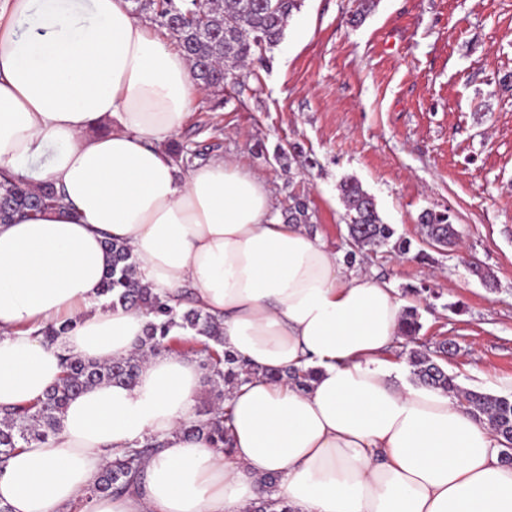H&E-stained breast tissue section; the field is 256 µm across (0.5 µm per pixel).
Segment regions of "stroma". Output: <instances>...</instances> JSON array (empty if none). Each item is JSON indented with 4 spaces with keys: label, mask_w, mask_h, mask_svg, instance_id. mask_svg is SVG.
I'll use <instances>...</instances> for the list:
<instances>
[{
    "label": "stroma",
    "mask_w": 512,
    "mask_h": 512,
    "mask_svg": "<svg viewBox=\"0 0 512 512\" xmlns=\"http://www.w3.org/2000/svg\"><path fill=\"white\" fill-rule=\"evenodd\" d=\"M358 4L302 0L264 61L199 89L176 140L257 172L275 213L307 195L314 237L340 257L345 178L416 250L420 213L450 210L456 247L425 261L382 249L357 266L418 309L416 344H454L444 366L462 388L510 395L512 0H372L354 24Z\"/></svg>",
    "instance_id": "obj_1"
}]
</instances>
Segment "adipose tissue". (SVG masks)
<instances>
[{"label": "adipose tissue", "instance_id": "ef3b65f1", "mask_svg": "<svg viewBox=\"0 0 512 512\" xmlns=\"http://www.w3.org/2000/svg\"><path fill=\"white\" fill-rule=\"evenodd\" d=\"M196 89L127 0H0V170L61 195L0 224V410L42 400L63 355L134 352L147 316L105 307L108 238L171 300L191 289L223 318L225 351L260 370L228 390L225 452L181 431L205 385L191 357L161 349L133 386L87 387L57 435L0 468V512H71L112 453L147 437L163 447L143 486L85 512H248L269 496L292 512H512L500 437L457 397L394 381L391 284L277 221L257 175L165 153ZM67 322L62 345L43 342ZM297 368L313 372L306 389L266 377Z\"/></svg>", "mask_w": 512, "mask_h": 512}]
</instances>
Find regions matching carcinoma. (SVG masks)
I'll return each mask as SVG.
<instances>
[{
    "mask_svg": "<svg viewBox=\"0 0 512 512\" xmlns=\"http://www.w3.org/2000/svg\"><path fill=\"white\" fill-rule=\"evenodd\" d=\"M131 10L166 29L175 38L193 69L197 83L205 88H221L229 67L262 57L276 46L284 35L293 11L301 0H128ZM346 209L347 239L361 252L392 248L401 254L411 251V241L396 235L392 225L380 218L373 197L361 184L345 179L339 186ZM59 196L50 185L31 187L13 176L0 174V223L32 210L50 208ZM285 224H308L311 213L307 199L291 197L282 218ZM428 245L446 249L456 244L458 230L449 211L426 210L419 218ZM109 262L103 274L102 293L107 305L115 308L138 307L151 317L138 348L126 358L108 362L63 358V375L39 403L7 410L0 414V462L16 448L32 442L45 443L60 429L65 408L72 397L84 388L102 383L126 386L135 384L144 356L165 345L198 357L207 383L215 398L204 403L200 419L184 428L188 435L204 436L213 447L227 450L230 442L227 422L229 410L224 408L223 387L242 384L257 375V370L239 361L229 352L218 349L223 344L222 323L211 314L194 306L181 309L170 299L141 282L132 260L131 247L118 240L105 241ZM422 328L420 314L405 310L399 335L415 338ZM69 325H48L38 334L49 344H58ZM448 355V339L436 342L434 348L423 347L409 352L408 360L416 383L453 393L466 410L487 424L505 441L501 458L512 464V395L499 396L475 390H464L456 377L440 360ZM312 371H285L270 376L278 382H289L305 388ZM163 443L150 438L115 453L102 468L85 498L120 497L139 487L144 477V460L159 451ZM249 512H292L285 502L267 498Z\"/></svg>",
    "mask_w": 512,
    "mask_h": 512,
    "instance_id": "obj_1",
    "label": "carcinoma"
}]
</instances>
